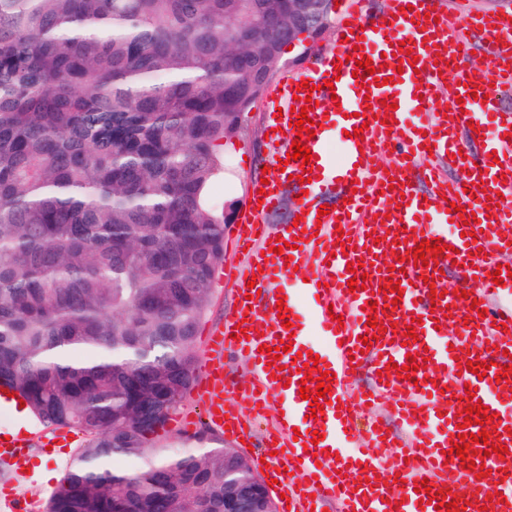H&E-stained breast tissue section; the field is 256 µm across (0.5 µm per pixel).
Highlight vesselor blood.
I'll list each match as a JSON object with an SVG mask.
<instances>
[{
	"label": "vessel or blood",
	"instance_id": "1",
	"mask_svg": "<svg viewBox=\"0 0 512 512\" xmlns=\"http://www.w3.org/2000/svg\"><path fill=\"white\" fill-rule=\"evenodd\" d=\"M340 19L335 52L279 82L267 97L273 172L262 191L251 193L235 227L234 250L244 258L232 273L238 310L209 332L196 384L207 425L240 440L246 436L240 402L252 411L276 409L275 425L257 455L267 463V479L276 480L289 500V512H311L329 501L339 512H437L444 500L454 503L453 512H512V420L499 409L512 399V376L500 375L512 365V310L491 307L488 299L496 288H512V278L497 284L491 277L512 256V235L503 231L512 220V111L503 107L512 94V16L471 11L455 21L436 13L434 0H384L376 12L369 0H343ZM475 35L488 57L484 68L467 63ZM365 57L374 74L358 71ZM449 80L457 101L440 113L435 102ZM306 96L315 103L309 113L315 134L306 142L314 178L307 195L295 200L299 224L274 226L266 215L279 207L289 175L301 173L298 162L285 156L296 138L295 111ZM411 112L420 113L418 125L408 124ZM336 114L348 133L339 158L332 154L328 128ZM385 115L389 123L380 124ZM358 127L359 137L353 134ZM389 149L394 163L374 167V157ZM446 161L459 177H447ZM415 173L424 191L412 185ZM328 179L338 200L322 216L319 195ZM436 224L453 225L455 235H436ZM424 240L445 248L422 268L414 249ZM279 241L284 248L277 254ZM351 262L367 267L365 286L355 291L347 285ZM446 267L455 268L460 288L432 298L433 279ZM293 274L305 278L325 345L318 364L306 366L331 387L315 419L300 396L303 372L293 362L301 338L289 333L300 326L302 314L292 308L287 328L277 317L275 285ZM390 280L403 292L395 303L382 292ZM372 304L378 308L374 317L368 313ZM240 321L248 336H237ZM456 322L465 323L464 333L448 335ZM461 346L468 347L467 356L454 358ZM276 347L281 357L273 356ZM228 349L248 359L249 379H225ZM412 357L425 366L403 375L400 368ZM276 360L278 372L270 367ZM471 361L487 364L485 376L469 372ZM363 363L380 372L381 380L372 393L348 394ZM382 399L404 436L374 429L368 441H355L356 412ZM475 400L485 406L488 421L459 427V413ZM482 431L487 443H476L466 457H446L459 435ZM316 432L321 440H313ZM489 443L496 453L485 454ZM392 447L402 458L398 475L380 477V463ZM341 448L360 464L358 475H347L348 461L337 460ZM466 459L473 461L472 470H463ZM0 462L17 474L31 465L29 429H0ZM451 471L466 485V496L449 483ZM424 479L430 491L422 495L415 484Z\"/></svg>",
	"mask_w": 512,
	"mask_h": 512
}]
</instances>
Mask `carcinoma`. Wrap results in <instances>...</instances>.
Wrapping results in <instances>:
<instances>
[{"instance_id":"carcinoma-1","label":"carcinoma","mask_w":512,"mask_h":512,"mask_svg":"<svg viewBox=\"0 0 512 512\" xmlns=\"http://www.w3.org/2000/svg\"><path fill=\"white\" fill-rule=\"evenodd\" d=\"M287 42L288 0H0V386L85 438L46 512H224L252 486L206 427L198 452L161 436L224 261L218 147Z\"/></svg>"}]
</instances>
